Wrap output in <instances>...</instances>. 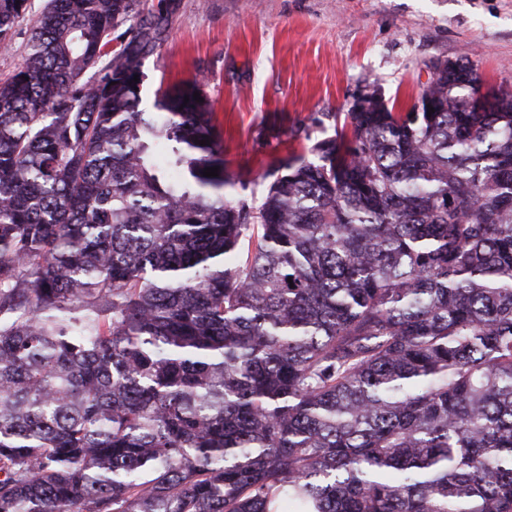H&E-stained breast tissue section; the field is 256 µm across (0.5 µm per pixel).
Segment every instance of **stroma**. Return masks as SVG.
Masks as SVG:
<instances>
[{"label": "stroma", "instance_id": "stroma-1", "mask_svg": "<svg viewBox=\"0 0 512 512\" xmlns=\"http://www.w3.org/2000/svg\"><path fill=\"white\" fill-rule=\"evenodd\" d=\"M142 60V98L199 82L224 141L235 201L263 188L276 159L332 135L331 116L365 86L409 109L437 62L474 65L486 87L512 92V0H169ZM44 0H29L0 79L23 63Z\"/></svg>", "mask_w": 512, "mask_h": 512}]
</instances>
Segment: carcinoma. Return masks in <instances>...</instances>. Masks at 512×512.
Segmentation results:
<instances>
[{
	"label": "carcinoma",
	"instance_id": "obj_1",
	"mask_svg": "<svg viewBox=\"0 0 512 512\" xmlns=\"http://www.w3.org/2000/svg\"><path fill=\"white\" fill-rule=\"evenodd\" d=\"M137 2L46 0L0 80V512H512V93L369 89L234 203Z\"/></svg>",
	"mask_w": 512,
	"mask_h": 512
}]
</instances>
